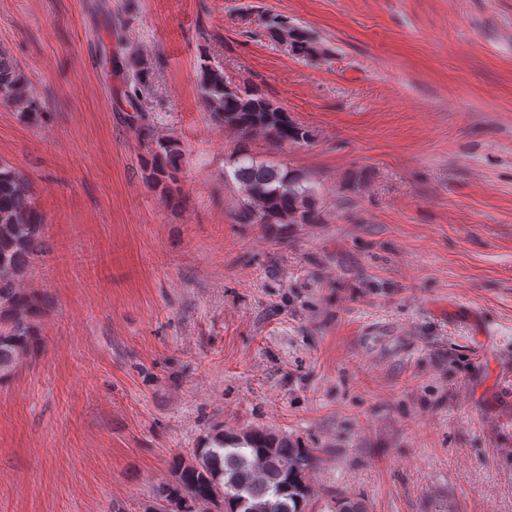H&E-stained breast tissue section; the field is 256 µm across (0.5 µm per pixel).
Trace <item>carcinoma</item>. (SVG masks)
<instances>
[{
    "mask_svg": "<svg viewBox=\"0 0 512 512\" xmlns=\"http://www.w3.org/2000/svg\"><path fill=\"white\" fill-rule=\"evenodd\" d=\"M254 22L295 58L308 61L323 55L306 29L282 15L260 12ZM124 66L135 84L148 81L151 69L139 52L130 51ZM199 89L210 117L233 130L241 142L233 162L241 194L235 223H321L323 202L314 186L298 173L257 160L247 147L257 133L281 145L307 143L310 131L260 89L241 87L224 70L206 62L199 66ZM0 98L22 112L40 108L4 51L0 52ZM181 156L176 139L161 136L152 141L146 161L148 180L163 197L171 192ZM42 227L28 179L0 165V380L27 358L36 340L32 318L39 301L21 283L41 249ZM316 463L315 449L302 448L268 429L218 433L206 447L193 449L173 464L171 480L158 487L156 501L161 512H221L226 507L232 512L231 499L237 497L245 500L238 512H304Z\"/></svg>",
    "mask_w": 512,
    "mask_h": 512,
    "instance_id": "1",
    "label": "carcinoma"
}]
</instances>
